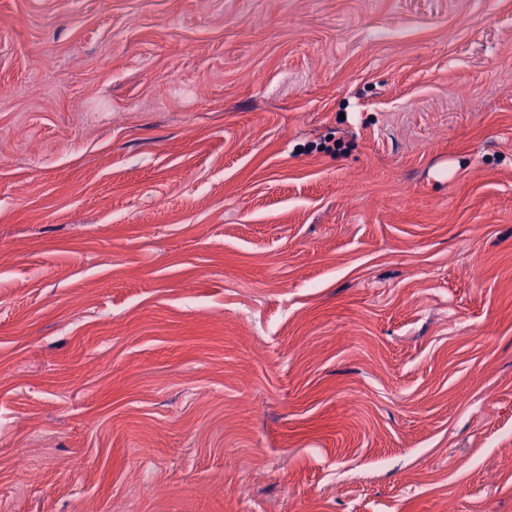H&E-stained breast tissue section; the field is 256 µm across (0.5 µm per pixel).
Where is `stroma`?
I'll return each instance as SVG.
<instances>
[{"instance_id": "stroma-1", "label": "stroma", "mask_w": 512, "mask_h": 512, "mask_svg": "<svg viewBox=\"0 0 512 512\" xmlns=\"http://www.w3.org/2000/svg\"><path fill=\"white\" fill-rule=\"evenodd\" d=\"M509 59L512 0H0V512H512Z\"/></svg>"}]
</instances>
